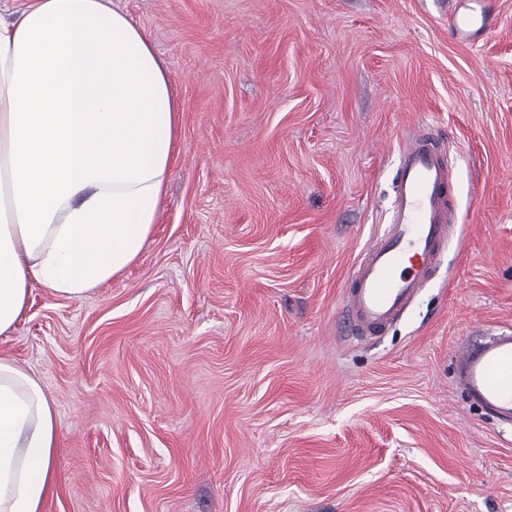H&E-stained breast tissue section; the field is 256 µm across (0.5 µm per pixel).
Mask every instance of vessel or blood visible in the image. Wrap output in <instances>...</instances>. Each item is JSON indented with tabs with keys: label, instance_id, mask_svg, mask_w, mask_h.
Segmentation results:
<instances>
[{
	"label": "vessel or blood",
	"instance_id": "vessel-or-blood-1",
	"mask_svg": "<svg viewBox=\"0 0 512 512\" xmlns=\"http://www.w3.org/2000/svg\"><path fill=\"white\" fill-rule=\"evenodd\" d=\"M488 0H460L449 25L472 45L495 25ZM452 168L437 139L422 134L400 150L390 222L362 252L345 291L351 323L364 335L385 331L425 288L457 222ZM467 398L494 417L512 419V332L455 353Z\"/></svg>",
	"mask_w": 512,
	"mask_h": 512
}]
</instances>
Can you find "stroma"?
Segmentation results:
<instances>
[{
	"label": "stroma",
	"mask_w": 512,
	"mask_h": 512,
	"mask_svg": "<svg viewBox=\"0 0 512 512\" xmlns=\"http://www.w3.org/2000/svg\"><path fill=\"white\" fill-rule=\"evenodd\" d=\"M182 107L157 224L80 300L32 284L0 357L59 419L43 512H512V422L453 381L512 330V0H114ZM444 137L460 222L377 336L343 297L399 150ZM496 18L488 0H461L450 17L449 25L454 39L473 45L494 27Z\"/></svg>",
	"instance_id": "1"
}]
</instances>
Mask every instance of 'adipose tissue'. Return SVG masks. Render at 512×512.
Returning <instances> with one entry per match:
<instances>
[{
  "label": "adipose tissue",
  "instance_id": "ef3b65f1",
  "mask_svg": "<svg viewBox=\"0 0 512 512\" xmlns=\"http://www.w3.org/2000/svg\"><path fill=\"white\" fill-rule=\"evenodd\" d=\"M180 118L163 61L110 0L0 19V335L31 283L81 299L137 259ZM58 432L39 380L0 359V512H42Z\"/></svg>",
  "mask_w": 512,
  "mask_h": 512
}]
</instances>
